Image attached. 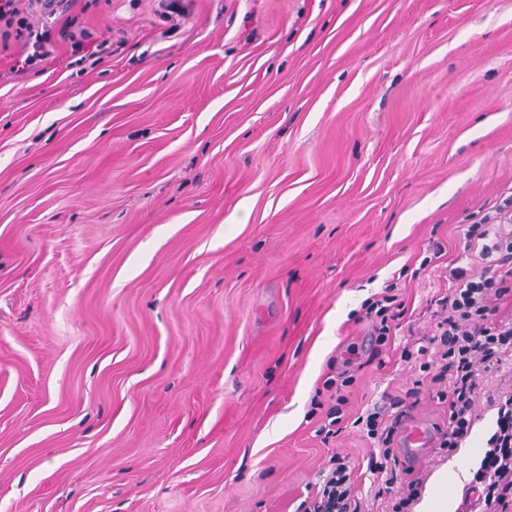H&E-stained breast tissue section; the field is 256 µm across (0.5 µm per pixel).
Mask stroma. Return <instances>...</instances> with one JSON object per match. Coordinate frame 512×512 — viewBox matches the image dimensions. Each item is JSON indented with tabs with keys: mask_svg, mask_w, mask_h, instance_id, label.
<instances>
[{
	"mask_svg": "<svg viewBox=\"0 0 512 512\" xmlns=\"http://www.w3.org/2000/svg\"><path fill=\"white\" fill-rule=\"evenodd\" d=\"M109 64L0 57V512H304L410 387L472 215L512 187V0H100ZM407 313L381 361L361 306ZM349 423L312 410L348 349ZM477 470L497 414L478 398ZM432 441L420 494L452 456Z\"/></svg>",
	"mask_w": 512,
	"mask_h": 512,
	"instance_id": "1",
	"label": "stroma"
}]
</instances>
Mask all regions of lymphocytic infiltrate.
<instances>
[{"label": "lymphocytic infiltrate", "instance_id": "f902f5d3", "mask_svg": "<svg viewBox=\"0 0 512 512\" xmlns=\"http://www.w3.org/2000/svg\"><path fill=\"white\" fill-rule=\"evenodd\" d=\"M73 6V0H0V46L23 42L32 48L17 61V69H36L59 41L69 43L72 54L93 67L111 57L110 38L93 37L81 15L73 13ZM36 11L62 15L64 22L58 32L35 31L31 16ZM464 239L476 264L448 268L451 286L446 295L437 298L433 313L435 330L429 340L432 359L422 366L426 380H415L404 393L386 395L384 403L365 417L366 434L379 448L371 469L385 477L378 493L387 497L388 512H408L418 490L414 480L399 485L394 442L411 400L418 398L426 382L447 406L448 422L440 432L439 445L450 450L470 432L476 398L491 394L497 408L496 429L474 474L471 495L459 512H512V390L488 391L490 374L512 357V314L503 310L504 305H512V188L500 195L489 212L466 226ZM396 289V284H389L363 305L380 347L390 345L392 333L405 314ZM353 383V376L342 374L323 382L324 398L317 403L322 414L318 434L331 437L342 427ZM305 512H361L346 459L333 458L322 488Z\"/></svg>", "mask_w": 512, "mask_h": 512}]
</instances>
